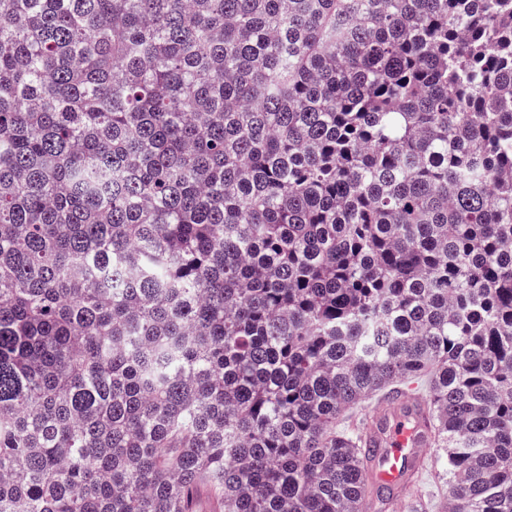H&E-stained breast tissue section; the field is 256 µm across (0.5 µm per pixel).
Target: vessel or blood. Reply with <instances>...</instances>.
I'll return each mask as SVG.
<instances>
[{"label": "vessel or blood", "instance_id": "1", "mask_svg": "<svg viewBox=\"0 0 512 512\" xmlns=\"http://www.w3.org/2000/svg\"><path fill=\"white\" fill-rule=\"evenodd\" d=\"M424 405L423 398L407 392L369 406L365 432L376 453L364 471L366 487L383 484L398 488L420 480L432 446L422 417Z\"/></svg>", "mask_w": 512, "mask_h": 512}]
</instances>
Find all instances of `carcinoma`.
<instances>
[{
	"instance_id": "carcinoma-1",
	"label": "carcinoma",
	"mask_w": 512,
	"mask_h": 512,
	"mask_svg": "<svg viewBox=\"0 0 512 512\" xmlns=\"http://www.w3.org/2000/svg\"><path fill=\"white\" fill-rule=\"evenodd\" d=\"M425 373L512 512V0H0V512H399ZM371 400L338 422L340 427L360 425L369 407L364 431L370 446L378 448V451L364 471L365 490L379 484L399 488L410 480L419 481L426 469L430 448L431 456L443 451L436 446L432 448V439L421 413L424 399L405 391L388 401L382 399L373 403L375 400Z\"/></svg>"
}]
</instances>
